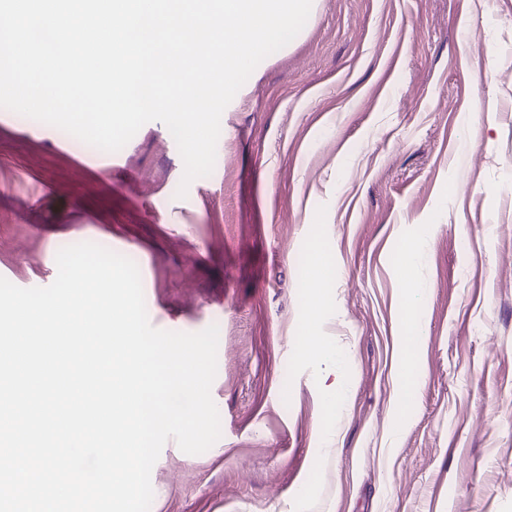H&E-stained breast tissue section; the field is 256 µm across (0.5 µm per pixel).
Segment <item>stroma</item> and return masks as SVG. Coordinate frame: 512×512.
I'll use <instances>...</instances> for the list:
<instances>
[{
    "label": "stroma",
    "mask_w": 512,
    "mask_h": 512,
    "mask_svg": "<svg viewBox=\"0 0 512 512\" xmlns=\"http://www.w3.org/2000/svg\"><path fill=\"white\" fill-rule=\"evenodd\" d=\"M183 172L162 122L107 153L0 108V269L92 242L219 329L221 437L164 445L151 512H512V0H314Z\"/></svg>",
    "instance_id": "35a3bbf8"
}]
</instances>
